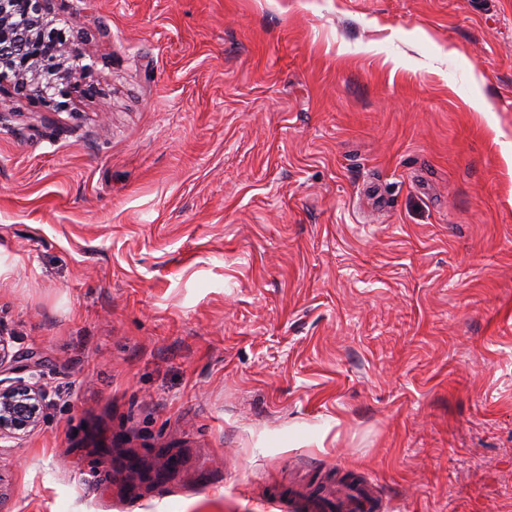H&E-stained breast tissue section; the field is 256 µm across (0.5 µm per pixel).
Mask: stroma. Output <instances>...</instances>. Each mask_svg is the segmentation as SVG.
Wrapping results in <instances>:
<instances>
[{"instance_id": "stroma-1", "label": "stroma", "mask_w": 512, "mask_h": 512, "mask_svg": "<svg viewBox=\"0 0 512 512\" xmlns=\"http://www.w3.org/2000/svg\"><path fill=\"white\" fill-rule=\"evenodd\" d=\"M0 97L13 512H512V0H53ZM163 470L144 480L127 449ZM52 0H0V84L10 75L17 90H25L44 104L58 105V80L68 78L66 57L79 59L62 30L50 34L40 29L47 23ZM40 14V19H36ZM24 370L29 376L0 379V442L20 439L43 421L48 392L41 383L43 361L32 360ZM368 487V486H367ZM368 491H359L349 493V496L343 498L336 495V510H359L358 512H369L374 508V500L371 489Z\"/></svg>"}]
</instances>
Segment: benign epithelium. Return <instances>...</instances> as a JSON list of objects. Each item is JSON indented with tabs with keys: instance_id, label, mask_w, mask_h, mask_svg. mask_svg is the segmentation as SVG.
Listing matches in <instances>:
<instances>
[{
	"instance_id": "obj_1",
	"label": "benign epithelium",
	"mask_w": 512,
	"mask_h": 512,
	"mask_svg": "<svg viewBox=\"0 0 512 512\" xmlns=\"http://www.w3.org/2000/svg\"><path fill=\"white\" fill-rule=\"evenodd\" d=\"M50 0H0V83L14 76V87L47 105L61 95L58 80L68 78L66 57L79 55L61 30L46 34ZM43 362L25 365L28 377L0 379V442L20 439L43 421L48 392L41 383Z\"/></svg>"
}]
</instances>
